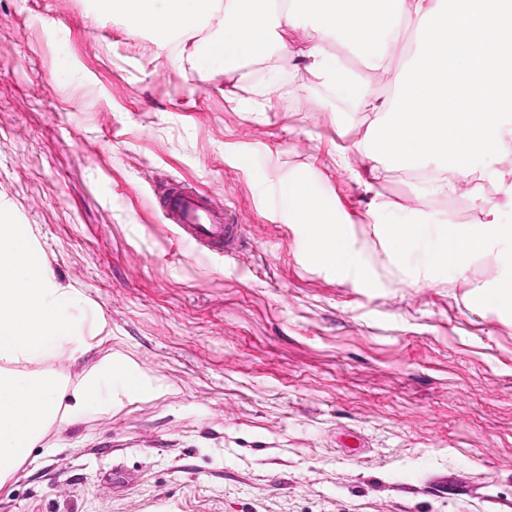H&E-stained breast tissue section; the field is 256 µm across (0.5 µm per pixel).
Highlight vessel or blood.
Instances as JSON below:
<instances>
[{
    "instance_id": "b4317fda",
    "label": "vessel or blood",
    "mask_w": 512,
    "mask_h": 512,
    "mask_svg": "<svg viewBox=\"0 0 512 512\" xmlns=\"http://www.w3.org/2000/svg\"><path fill=\"white\" fill-rule=\"evenodd\" d=\"M158 210L179 239L196 251L235 254L242 244V227L227 211L213 206L192 187L169 181L156 199Z\"/></svg>"
}]
</instances>
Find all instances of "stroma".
Masks as SVG:
<instances>
[{
    "label": "stroma",
    "mask_w": 512,
    "mask_h": 512,
    "mask_svg": "<svg viewBox=\"0 0 512 512\" xmlns=\"http://www.w3.org/2000/svg\"><path fill=\"white\" fill-rule=\"evenodd\" d=\"M310 20L266 56L194 57L106 0H0V224H25L89 348L58 369L120 374L46 429L0 512H512V317L474 301L512 260L464 276L393 262L387 224H472L511 184L445 197L371 174L345 111L307 68ZM357 90L390 96L327 44ZM226 206L236 255L191 252L154 207L169 180ZM305 181L373 270L311 261L283 188Z\"/></svg>",
    "instance_id": "1"
}]
</instances>
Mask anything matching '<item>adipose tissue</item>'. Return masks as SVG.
I'll use <instances>...</instances> for the list:
<instances>
[{"label":"adipose tissue","instance_id":"obj_1","mask_svg":"<svg viewBox=\"0 0 512 512\" xmlns=\"http://www.w3.org/2000/svg\"><path fill=\"white\" fill-rule=\"evenodd\" d=\"M110 2L114 14L156 32L159 42L173 36L187 42L210 27L218 35V52L244 47L258 57L271 47L276 28L311 19L306 55L318 76L334 87L349 79L326 53V43L345 41L364 53L370 69L380 70L399 37L411 33L413 53L387 102L377 107L366 98L357 100L372 113L358 147L380 167L435 168L433 194L450 195L459 184L471 183L472 158L501 151L512 141V125L504 121L512 113V56L496 52L500 43L512 42V0H289L283 9L276 0ZM421 100L430 103V111H417ZM287 196L294 223L310 230L315 260L371 278L349 225L339 223L302 182H290ZM500 206L484 202L485 221L449 225L437 242L423 224H388L384 234L395 258L426 248L461 274L476 261L499 258L502 246L512 243V224L496 219ZM72 297L46 273L27 226L0 224V484L29 458L65 396L82 404L112 373L111 365L94 367L72 385L53 370L34 376L16 371L19 363L38 364L83 350L81 328L61 312Z\"/></svg>","mask_w":512,"mask_h":512}]
</instances>
